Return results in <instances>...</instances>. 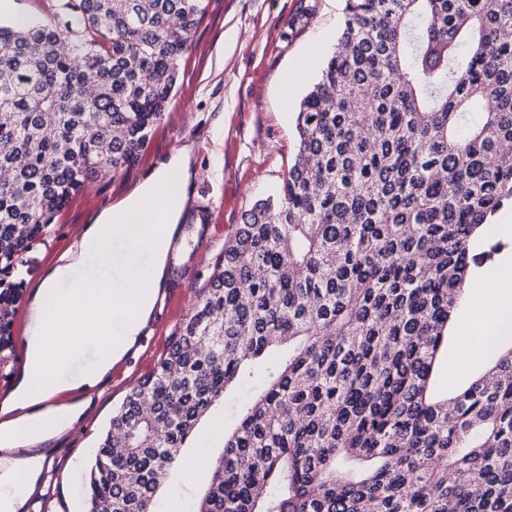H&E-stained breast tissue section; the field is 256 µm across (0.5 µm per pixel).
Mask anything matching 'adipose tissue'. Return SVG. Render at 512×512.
I'll use <instances>...</instances> for the list:
<instances>
[{
    "instance_id": "obj_1",
    "label": "adipose tissue",
    "mask_w": 512,
    "mask_h": 512,
    "mask_svg": "<svg viewBox=\"0 0 512 512\" xmlns=\"http://www.w3.org/2000/svg\"><path fill=\"white\" fill-rule=\"evenodd\" d=\"M194 153L182 146L85 224L35 291L27 364L0 399V512H21L47 465L42 444L77 427L150 323L171 240L192 201ZM118 241L131 247L127 262L147 257V269L131 277L91 270L90 257L111 254ZM480 277L492 292L465 329L478 345L512 333V260L497 258Z\"/></svg>"
}]
</instances>
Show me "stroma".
Masks as SVG:
<instances>
[{
    "label": "stroma",
    "instance_id": "obj_1",
    "mask_svg": "<svg viewBox=\"0 0 512 512\" xmlns=\"http://www.w3.org/2000/svg\"><path fill=\"white\" fill-rule=\"evenodd\" d=\"M310 2L312 14L292 32L288 23L300 0H211L180 60L181 77L172 99L136 161L123 176L101 175L74 194L56 214L52 234L24 255L28 290L13 321L17 349L27 341L30 287L41 282L75 234L162 158L186 143L196 144V197L214 204L211 244L199 254L196 274L172 314L154 315L140 351L115 364L122 381L104 386L80 431L49 442L50 464L23 512H84L91 451L100 443L113 407L164 354L245 212L256 201L277 195L297 151L299 102L333 52L345 19V0ZM488 364V358L468 355L463 343L453 340L440 359L436 388L442 393L461 389ZM209 480V470L190 473L174 467L155 498L154 512H195Z\"/></svg>",
    "mask_w": 512,
    "mask_h": 512
}]
</instances>
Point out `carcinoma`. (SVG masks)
<instances>
[{
	"label": "carcinoma",
	"mask_w": 512,
	"mask_h": 512,
	"mask_svg": "<svg viewBox=\"0 0 512 512\" xmlns=\"http://www.w3.org/2000/svg\"><path fill=\"white\" fill-rule=\"evenodd\" d=\"M206 7L58 0L53 25L0 24V364L17 259L137 159ZM295 130L278 198L245 213L112 412L86 512H153L186 440L256 373L196 512H512V347L434 388L468 268L505 247L476 230L512 203V0H346Z\"/></svg>",
	"instance_id": "carcinoma-1"
}]
</instances>
